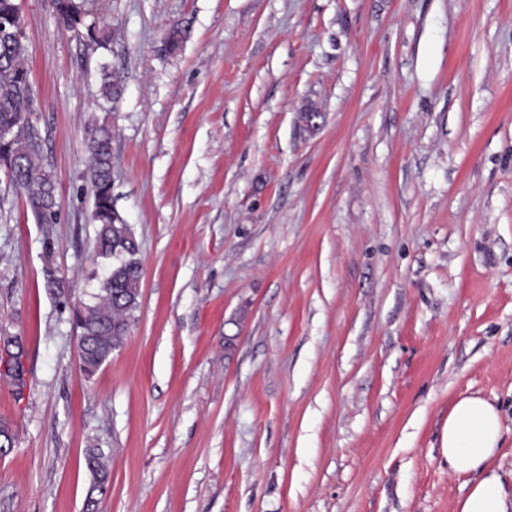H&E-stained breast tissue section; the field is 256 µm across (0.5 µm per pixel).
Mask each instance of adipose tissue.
<instances>
[{
  "label": "adipose tissue",
  "mask_w": 512,
  "mask_h": 512,
  "mask_svg": "<svg viewBox=\"0 0 512 512\" xmlns=\"http://www.w3.org/2000/svg\"><path fill=\"white\" fill-rule=\"evenodd\" d=\"M503 444V424L497 407L479 395L460 397L452 406L444 433L448 468L472 475L473 481L455 512H512V488H507L491 461Z\"/></svg>",
  "instance_id": "ef3b65f1"
}]
</instances>
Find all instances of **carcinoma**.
<instances>
[{"label": "carcinoma", "mask_w": 512, "mask_h": 512, "mask_svg": "<svg viewBox=\"0 0 512 512\" xmlns=\"http://www.w3.org/2000/svg\"><path fill=\"white\" fill-rule=\"evenodd\" d=\"M58 21L73 32L85 50L96 52L105 47L100 32L103 18L84 9L80 0H56ZM28 44L25 29L6 25L0 30V165L8 168L13 184L24 192L40 224H56L61 203L54 175L40 163L43 139L34 118L35 91L25 65ZM101 93L115 100L121 93L107 66H101ZM89 188L93 198L92 217L99 225L95 245L97 253L112 260L108 274L101 280L94 302L73 309V324L82 344L80 369L91 377L110 358L128 332L129 317L137 308L142 266L137 258V242L112 201V130L105 124L93 125L87 135ZM16 350L7 352L5 377L22 393L27 385L21 357L24 336L14 334ZM85 465L92 476L85 512H95L96 495L106 492L110 480L108 455L92 444L85 451Z\"/></svg>", "instance_id": "obj_1"}]
</instances>
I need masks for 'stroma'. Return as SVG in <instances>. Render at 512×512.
Here are the masks:
<instances>
[{"label":"stroma","mask_w":512,"mask_h":512,"mask_svg":"<svg viewBox=\"0 0 512 512\" xmlns=\"http://www.w3.org/2000/svg\"><path fill=\"white\" fill-rule=\"evenodd\" d=\"M87 5L109 38L89 61L21 0L62 210L36 223L0 168V332L29 370L0 378V512H83L94 441L98 512H455L471 478L442 435L470 394L501 413L511 485L512 0ZM96 123L143 276L89 379L71 309L103 275ZM14 336V346L16 350L11 352L6 349L7 360H6V369L5 374L1 376L5 377L9 383L16 388V392H22L25 386L27 385L26 376L28 371L25 369L24 364L21 360V357L24 356L25 352V340L24 336L21 333L12 334ZM85 465L92 476V483L87 495L85 511L94 512L96 511V505L98 500L94 494L103 495L109 485L110 470L108 468V455L102 448H99L95 443L86 448Z\"/></svg>","instance_id":"1"}]
</instances>
